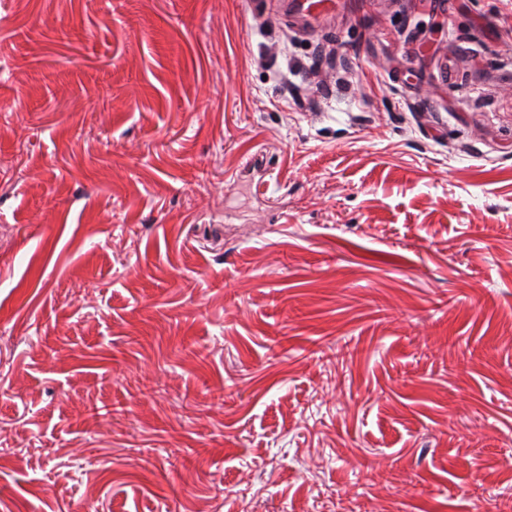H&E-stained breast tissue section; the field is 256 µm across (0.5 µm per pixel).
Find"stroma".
I'll list each match as a JSON object with an SVG mask.
<instances>
[{"label":"stroma","mask_w":512,"mask_h":512,"mask_svg":"<svg viewBox=\"0 0 512 512\" xmlns=\"http://www.w3.org/2000/svg\"><path fill=\"white\" fill-rule=\"evenodd\" d=\"M281 2L0 0V512H512V0Z\"/></svg>","instance_id":"1"}]
</instances>
